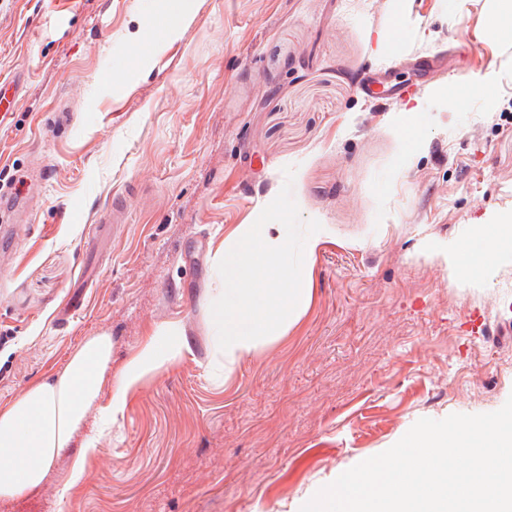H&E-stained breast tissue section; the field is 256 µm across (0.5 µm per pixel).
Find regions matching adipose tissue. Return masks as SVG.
<instances>
[{
    "instance_id": "obj_1",
    "label": "adipose tissue",
    "mask_w": 512,
    "mask_h": 512,
    "mask_svg": "<svg viewBox=\"0 0 512 512\" xmlns=\"http://www.w3.org/2000/svg\"><path fill=\"white\" fill-rule=\"evenodd\" d=\"M512 250V218L487 225L473 239L453 240L440 254L446 264L480 276L504 252ZM184 344L167 330L147 345L119 374L108 405H101L102 382L112 367V338L102 332L85 337L56 375L31 383L0 407V500L38 491L54 460L70 448L90 411L103 424L123 413L127 394L145 376L174 361Z\"/></svg>"
}]
</instances>
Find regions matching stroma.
<instances>
[{"label": "stroma", "instance_id": "obj_1", "mask_svg": "<svg viewBox=\"0 0 512 512\" xmlns=\"http://www.w3.org/2000/svg\"><path fill=\"white\" fill-rule=\"evenodd\" d=\"M494 0H0V407L58 373L84 337L122 368L160 332L182 355L60 488L0 512H300L419 419L512 396V257L479 278L442 243L512 213V43ZM413 101L359 96L365 71ZM466 95L457 107L447 89ZM295 169L312 297L282 336L225 368L217 256ZM124 195V223L101 225ZM80 294L79 315L58 326Z\"/></svg>", "mask_w": 512, "mask_h": 512}]
</instances>
